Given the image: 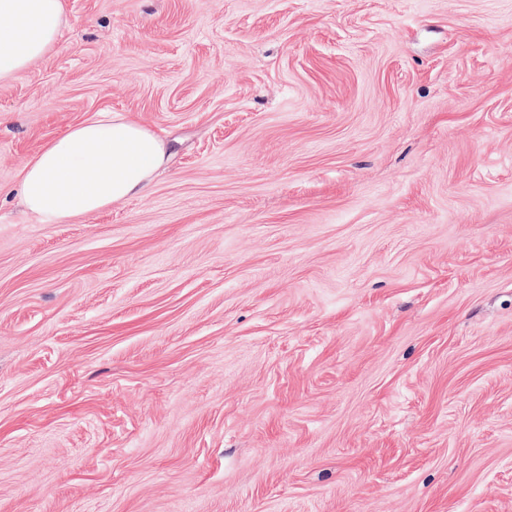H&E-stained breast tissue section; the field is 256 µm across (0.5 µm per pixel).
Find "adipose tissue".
Masks as SVG:
<instances>
[{
  "label": "adipose tissue",
  "instance_id": "adipose-tissue-1",
  "mask_svg": "<svg viewBox=\"0 0 512 512\" xmlns=\"http://www.w3.org/2000/svg\"><path fill=\"white\" fill-rule=\"evenodd\" d=\"M68 24L64 0H0V84L52 52ZM163 140L125 116L99 112L23 164L18 194L45 224H65L147 194L165 163Z\"/></svg>",
  "mask_w": 512,
  "mask_h": 512
}]
</instances>
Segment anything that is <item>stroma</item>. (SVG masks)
<instances>
[{
  "instance_id": "35a3bbf8",
  "label": "stroma",
  "mask_w": 512,
  "mask_h": 512,
  "mask_svg": "<svg viewBox=\"0 0 512 512\" xmlns=\"http://www.w3.org/2000/svg\"><path fill=\"white\" fill-rule=\"evenodd\" d=\"M0 85V512H512V0H66ZM98 112L148 195L29 215ZM163 140L112 112L70 126L23 164L18 194L44 224H65L147 194L165 163Z\"/></svg>"
}]
</instances>
